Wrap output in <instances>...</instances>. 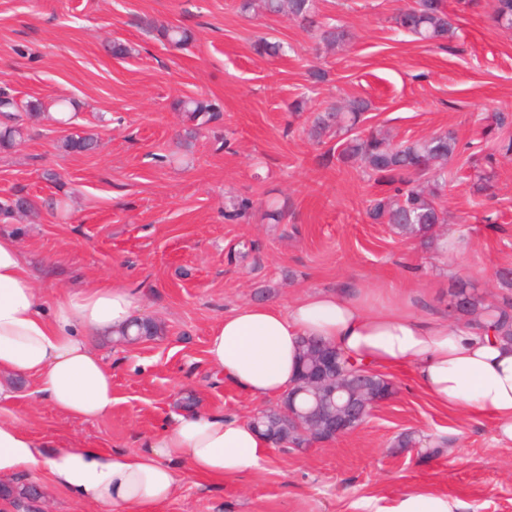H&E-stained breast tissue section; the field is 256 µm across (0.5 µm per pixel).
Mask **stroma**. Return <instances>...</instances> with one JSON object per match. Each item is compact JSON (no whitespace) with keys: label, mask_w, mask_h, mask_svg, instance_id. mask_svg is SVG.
Wrapping results in <instances>:
<instances>
[{"label":"stroma","mask_w":512,"mask_h":512,"mask_svg":"<svg viewBox=\"0 0 512 512\" xmlns=\"http://www.w3.org/2000/svg\"><path fill=\"white\" fill-rule=\"evenodd\" d=\"M411 2L318 0L324 19L353 34L328 51L287 17L240 14L239 0H0V89L75 107L72 126L45 113L0 152V202L16 194L61 202L37 223H0V234L16 237L45 292L116 281L141 295L140 317L164 328L132 345L91 337L112 362L109 415L70 419L33 397L34 380L20 379L11 407L19 420L64 448L114 451L139 447L189 398L195 411L251 419L265 402L215 377L205 354L214 324L243 303L281 307L348 282L374 303L394 285L415 310L444 314L457 278L494 305L512 294L496 281L497 270L512 268V156L497 153L487 121L496 110L512 115V30L446 0L459 14L457 33L429 45L391 27ZM146 18L187 27L194 40L164 45ZM262 37L280 42L282 54L257 55L252 44ZM115 40L131 47L129 57L107 52ZM313 67L325 71L323 82L310 81ZM199 95L219 106V121L180 160L165 161L183 126L173 100ZM351 96L372 104L365 128L394 141L451 131L464 145L448 164V222L439 230L460 250L426 248L371 223L366 210L381 186L338 161L335 139L308 138L312 112ZM296 101L302 111H291ZM72 129L97 131L98 150L61 151ZM47 170L56 181L44 179ZM485 173L491 186L480 193ZM231 195L253 200L249 217L225 221ZM271 205L283 210L281 222L264 218ZM389 379L395 394L362 426L308 451L271 447L241 479L199 478L178 463L181 479L158 512H391L416 492L461 501L464 512H512V444L489 420L438 407L410 371ZM408 434L415 445L399 447ZM26 481L45 512H99L42 470Z\"/></svg>","instance_id":"obj_1"}]
</instances>
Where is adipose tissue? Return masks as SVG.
I'll return each mask as SVG.
<instances>
[{
  "instance_id": "obj_1",
  "label": "adipose tissue",
  "mask_w": 512,
  "mask_h": 512,
  "mask_svg": "<svg viewBox=\"0 0 512 512\" xmlns=\"http://www.w3.org/2000/svg\"><path fill=\"white\" fill-rule=\"evenodd\" d=\"M141 298L119 284L39 292L14 237L0 235V483L46 471L101 512H156L178 482L176 462L200 478L235 480L258 469L269 442L234 415H173L141 447L104 452L61 448L9 415L16 379L38 382V399L74 420L112 411V365L88 334L113 335L137 317ZM319 337L367 368H411L439 407L492 420L512 443V342L492 330L422 316L400 295L375 306L348 285L314 290L279 308L246 303L226 313L207 340L210 367L253 398L283 396L297 379L302 338Z\"/></svg>"
}]
</instances>
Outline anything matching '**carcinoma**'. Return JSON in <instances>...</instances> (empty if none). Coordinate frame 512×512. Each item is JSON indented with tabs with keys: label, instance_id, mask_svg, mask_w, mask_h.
Masks as SVG:
<instances>
[{
	"label": "carcinoma",
	"instance_id": "1",
	"mask_svg": "<svg viewBox=\"0 0 512 512\" xmlns=\"http://www.w3.org/2000/svg\"><path fill=\"white\" fill-rule=\"evenodd\" d=\"M255 8L298 21L304 28L318 32L319 39L328 47H339L349 40V33L343 27L320 21L317 0H240V12L248 13ZM490 19L497 26L512 28V0H492ZM393 24L396 30L419 41L436 44L451 40L456 32L455 19L444 0H414L412 5L398 11L393 17ZM156 32L160 41L174 48L186 45L192 38L187 29L178 25H161ZM44 109V103L38 99L20 104L14 97L1 94L0 114L5 121L0 127V149L7 151L21 142L22 117L34 119ZM173 109L183 115L187 126L178 140L179 149L169 154L171 161L180 157V147L189 144L197 130L220 117L219 108L202 96L178 98L173 102ZM369 110V102L360 97L351 98L342 107L330 104L314 113L308 135L317 142L330 134L343 137L338 159L344 163H361L378 183L388 186L380 197L370 201L367 215L372 223L389 224L397 234L427 245L436 226L446 223L442 205L448 183L446 166L458 153V140L451 132H441L426 140L392 145L377 132H357ZM491 120L499 131V151L505 156L512 154V135L507 134L508 115L495 112ZM97 146V137L92 133L69 134L59 143V148L68 154H89ZM44 206L52 209L56 202L41 205L30 198L23 202L13 199L0 205V222L10 224L18 217L37 218ZM253 208L254 202L247 197L232 198L224 204V218H243ZM448 296V314L465 318L476 326L490 320L498 335L512 340V300L506 298L499 305L487 304L475 286L463 279L451 282ZM131 327L134 331L122 332L115 341L123 342L129 337L151 339L162 335L161 325L149 318L138 319L132 322ZM317 353L315 344L301 342L299 384L291 391L299 408L308 406L312 401L307 392L306 373L316 363ZM257 429L297 447L311 443L292 421L282 418L276 408L265 410ZM0 497L17 505L36 500L37 492L32 487L18 490L3 488Z\"/></svg>",
	"mask_w": 512,
	"mask_h": 512
}]
</instances>
